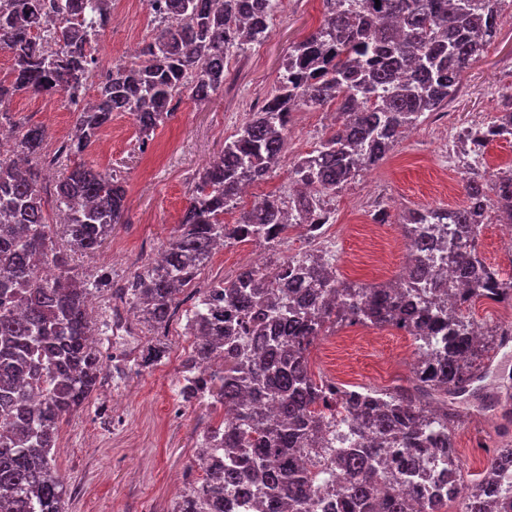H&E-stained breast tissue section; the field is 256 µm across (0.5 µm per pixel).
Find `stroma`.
<instances>
[{
    "label": "stroma",
    "mask_w": 512,
    "mask_h": 512,
    "mask_svg": "<svg viewBox=\"0 0 512 512\" xmlns=\"http://www.w3.org/2000/svg\"><path fill=\"white\" fill-rule=\"evenodd\" d=\"M122 9V23L108 26L98 38L106 66L127 60V45L147 43L156 30L147 0H122ZM322 19V0H282L266 38L230 53L223 90L202 102L183 96L148 146H141L131 115L114 113L83 159L94 169L110 168L124 178V221L115 225L97 253L75 256L80 274L92 278L106 270L120 284L157 255L189 205L198 170L220 155L225 140L261 107L280 80L289 46ZM510 90L512 9L507 8L496 38L467 70L444 111L459 128L484 123L497 114ZM9 110L15 118L43 125L52 134L70 133L75 122L73 108L61 97L49 110L43 97L18 94ZM333 121L326 108L298 111L279 166L253 186L254 197L287 195L289 171L296 159L319 143ZM433 121V116L423 117L414 132L368 174L328 197L327 204L336 214L330 248L342 278L360 284L395 278L407 257L399 227L403 215L430 205L465 204L461 182L447 187L439 179L452 151L432 136ZM378 202L388 212V224L386 233L376 236L371 224ZM264 258V250L250 242L224 247L195 286L180 295L166 329L158 331L138 320L132 338L125 342L96 336L103 357L123 359L125 370L122 377L107 379L60 429L66 445L57 449L55 465L67 487V512H170L184 488L183 474L194 462L201 432L215 417L211 409L196 404L185 405L180 414L172 410L179 403L181 361L191 342L185 313L199 289ZM157 339L167 346L165 357L149 369H138L140 349ZM415 346L412 336L393 327L339 325L315 342L309 364L314 378L385 390L393 381H411L414 362L409 352ZM476 406L473 400L462 404L466 421L453 433L460 471L470 484L486 468L489 449L501 445L499 431L504 424L500 413L482 414Z\"/></svg>",
    "instance_id": "35a3bbf8"
}]
</instances>
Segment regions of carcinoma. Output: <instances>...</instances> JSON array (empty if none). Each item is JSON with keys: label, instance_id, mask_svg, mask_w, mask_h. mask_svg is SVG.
<instances>
[{"label": "carcinoma", "instance_id": "1", "mask_svg": "<svg viewBox=\"0 0 512 512\" xmlns=\"http://www.w3.org/2000/svg\"><path fill=\"white\" fill-rule=\"evenodd\" d=\"M380 5H375V2ZM160 29L136 60L100 75L98 36L112 19V0H0V49L12 57L0 80V104L16 94H63L76 112L73 134L46 152L44 126L21 121L16 150L0 148V512H66V489L54 455L61 424L82 409L103 380L105 363L91 336L94 291L111 286L103 272L87 279L70 265L91 254L122 223V176L84 162L86 148L114 112L132 115L141 146L188 92L198 101L224 88L232 48L266 37L279 0H148ZM323 22L288 47L284 73L263 105L224 141L222 155L195 177L190 203L159 259L128 281L132 309L161 329L179 295L211 261L216 247L254 241L275 249L298 227L314 237L333 223L323 197L376 165L420 118L457 93L465 71L497 35L507 0H322ZM335 106V122L290 171L288 200L272 194L234 224L224 211L242 189L279 164L292 113ZM472 161L462 178L466 204L410 210L400 224L407 241L403 275L424 286L356 284L321 255L300 254L246 265L211 284L187 311L194 340L182 363L185 403L224 407L201 439L196 466L171 512H224V493L254 499L259 512H315L320 471L340 476L335 512H412L401 487L424 457L446 451L459 468L451 422L456 405L481 395L488 341L504 343L507 327L484 333L463 313L477 299L512 307V278L478 249L481 225L512 224V167L487 175V146L512 138L509 108L462 129ZM62 157L70 168L45 198L44 170ZM466 230L448 265L461 285L428 258L447 235ZM50 266L49 279L37 269ZM418 318L404 313L409 296ZM337 324L391 326L413 336L421 359L406 388L346 389L313 379L310 348ZM158 341L141 352L146 369L164 358ZM267 403L270 412L257 410ZM224 465L210 468V451ZM512 448L491 450L482 479L459 482L458 512H512V482L503 471Z\"/></svg>", "mask_w": 512, "mask_h": 512}]
</instances>
